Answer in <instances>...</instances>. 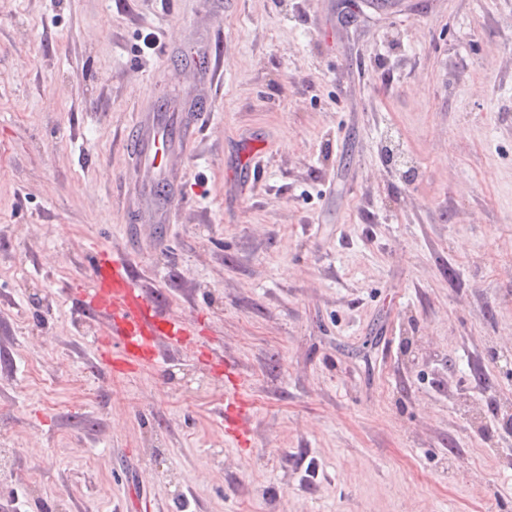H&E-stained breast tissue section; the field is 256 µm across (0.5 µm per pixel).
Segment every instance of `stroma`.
<instances>
[{"mask_svg":"<svg viewBox=\"0 0 512 512\" xmlns=\"http://www.w3.org/2000/svg\"><path fill=\"white\" fill-rule=\"evenodd\" d=\"M355 2L0 0V512H512V0ZM104 255L164 367L98 350ZM168 125L160 116L154 115L151 124L140 143H136L134 157L138 163L144 178L149 181L159 180L166 175V154L173 144L179 147L180 141L185 132L180 125ZM169 137V139H168Z\"/></svg>","mask_w":512,"mask_h":512,"instance_id":"35a3bbf8","label":"stroma"}]
</instances>
